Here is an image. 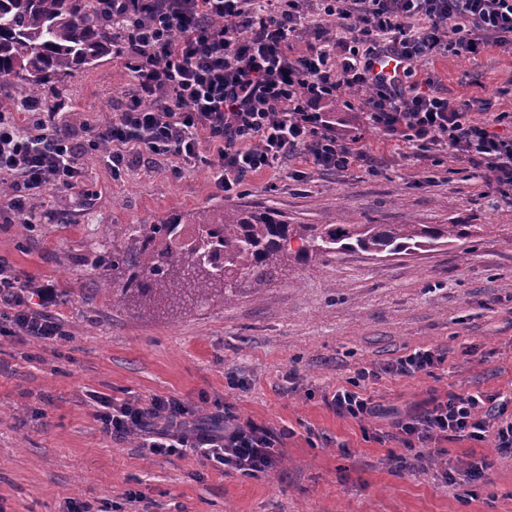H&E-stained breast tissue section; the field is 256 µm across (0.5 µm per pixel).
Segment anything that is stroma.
<instances>
[{"label": "stroma", "instance_id": "35a3bbf8", "mask_svg": "<svg viewBox=\"0 0 512 512\" xmlns=\"http://www.w3.org/2000/svg\"><path fill=\"white\" fill-rule=\"evenodd\" d=\"M411 83L473 101L471 119L512 110V53L435 57L411 65ZM135 83L109 55L44 95L76 128L111 122ZM337 133L358 139L371 165L326 172L304 155L247 178L225 196L203 164L171 157L113 179L100 154L83 158V193L33 197L21 217L0 198V257L53 280L54 341L0 336V512H512V453L495 440L442 441L478 481L448 484L443 459L387 465L402 445L393 422L435 397L482 392L512 419V204L484 196L479 172L440 149L413 155L342 103L323 104ZM235 208L287 224H467L456 244L398 255L363 251L290 265L261 297L240 293L165 312L112 307L94 291L91 262L108 224L194 223ZM30 219L34 230L20 228ZM445 353L431 373L385 374L414 348ZM362 367L378 412L337 415L330 400ZM175 397L201 422L217 414L280 432L277 468L252 479L202 465L193 452L151 455L135 436L110 437L94 394Z\"/></svg>", "mask_w": 512, "mask_h": 512}]
</instances>
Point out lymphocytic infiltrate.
Instances as JSON below:
<instances>
[{
  "label": "lymphocytic infiltrate",
  "instance_id": "obj_1",
  "mask_svg": "<svg viewBox=\"0 0 512 512\" xmlns=\"http://www.w3.org/2000/svg\"><path fill=\"white\" fill-rule=\"evenodd\" d=\"M126 21L112 53L136 75L115 121L89 128L81 142L45 101L0 106V180L10 205L25 214L30 199L50 191L82 192L85 147L105 146L113 177L143 151L184 163L205 161L225 193L247 176L301 153L324 171L369 163L365 150L336 135L318 106L346 100L384 135L416 153L443 146L481 170L488 189L512 201L511 112L476 122L468 104L373 70L376 58L405 62L442 55L477 56L512 48V0H107ZM332 21L325 37L309 14ZM304 48H297V41ZM213 152L201 158L199 145ZM60 302L52 281L19 274L0 257V336L45 340L64 334L52 313ZM194 406L155 397L149 402L101 398L95 417L109 436L137 434L150 453L198 454L203 464L245 477L276 466L277 436L222 416V429L195 427ZM405 467L439 441L494 437L512 448V422L494 426L483 394H452L394 423Z\"/></svg>",
  "mask_w": 512,
  "mask_h": 512
}]
</instances>
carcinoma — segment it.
<instances>
[{
    "instance_id": "1",
    "label": "carcinoma",
    "mask_w": 512,
    "mask_h": 512,
    "mask_svg": "<svg viewBox=\"0 0 512 512\" xmlns=\"http://www.w3.org/2000/svg\"><path fill=\"white\" fill-rule=\"evenodd\" d=\"M99 0H0V93L23 81L30 97L112 52L119 30ZM180 223L109 224L112 250L96 257V290L116 308L187 306L256 295L292 263L356 250L411 253L470 237L468 224H284L270 213L215 210L181 242ZM299 243L292 249L291 242Z\"/></svg>"
}]
</instances>
